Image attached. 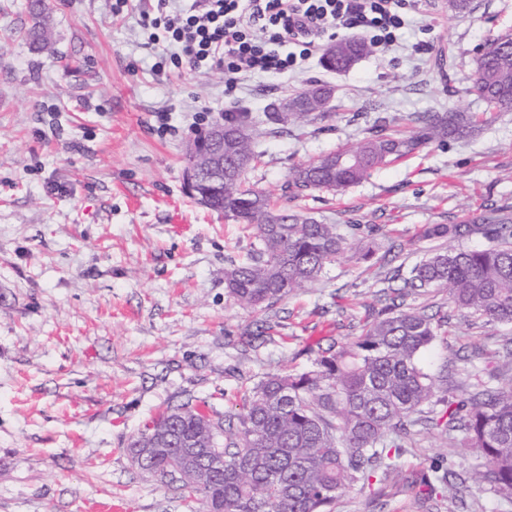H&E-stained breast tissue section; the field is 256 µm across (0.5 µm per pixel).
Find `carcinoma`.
<instances>
[{"label": "carcinoma", "mask_w": 512, "mask_h": 512, "mask_svg": "<svg viewBox=\"0 0 512 512\" xmlns=\"http://www.w3.org/2000/svg\"><path fill=\"white\" fill-rule=\"evenodd\" d=\"M32 25L26 37L38 52L46 40L47 0H30ZM339 71L351 53L361 59L372 45L361 40L335 42ZM471 92L485 104L482 112H414L410 129L388 124L366 129L354 147H340L289 173L287 188L296 199L312 191H338L368 178L382 165L419 151L427 143L463 138L486 122L488 112L512 110V33H502L481 48ZM272 124L316 123L325 112L265 113ZM191 197L251 229L254 241L245 260L224 272L228 294L240 305L265 309L317 281L326 267L357 245L372 255L375 228L325 224L305 214L275 209L261 191L235 182L202 179ZM481 234L477 249H439L407 274L387 280V290L408 295L448 294L473 322L512 323V215L490 208L461 224H429V240ZM448 317L392 303L366 324L363 333L317 355L301 373H267L241 396L235 413H217L223 447L213 456L224 465L209 474L187 471L174 481L177 453L162 450L146 462L150 473L178 483L183 494L201 502V512H331L355 486L383 482L401 473L402 448L415 437L438 430L448 440L478 449L484 470L472 474L496 495L512 497V387L494 390L488 380L512 373V352L492 369L470 364L458 372L465 402L448 396V387L422 364V355L440 336ZM176 411L180 435L193 437L199 419L192 403L169 406L154 422ZM458 474L424 472L411 485L419 493L448 500L458 509Z\"/></svg>", "instance_id": "carcinoma-1"}]
</instances>
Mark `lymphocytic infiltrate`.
<instances>
[{
  "instance_id": "lymphocytic-infiltrate-1",
  "label": "lymphocytic infiltrate",
  "mask_w": 512,
  "mask_h": 512,
  "mask_svg": "<svg viewBox=\"0 0 512 512\" xmlns=\"http://www.w3.org/2000/svg\"><path fill=\"white\" fill-rule=\"evenodd\" d=\"M415 0H154L140 12L150 44L166 42L178 68H219L225 93L261 74L284 75L293 64L285 45L310 57L324 38L340 30L394 43Z\"/></svg>"
}]
</instances>
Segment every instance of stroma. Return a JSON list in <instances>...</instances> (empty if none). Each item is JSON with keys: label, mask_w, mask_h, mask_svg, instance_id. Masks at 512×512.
Returning <instances> with one entry per match:
<instances>
[{"label": "stroma", "mask_w": 512, "mask_h": 512, "mask_svg": "<svg viewBox=\"0 0 512 512\" xmlns=\"http://www.w3.org/2000/svg\"><path fill=\"white\" fill-rule=\"evenodd\" d=\"M25 3L0 0V512H94L106 496L121 512H199L131 464V435L186 400L237 411L254 377L306 370L318 348L359 336L386 304L387 278L437 245L422 239L426 225L512 211V111L345 191L286 194L291 168L356 145L375 121L482 111L468 92L475 59L512 31V0H473L465 18L446 0H419L390 49L349 71L326 70L316 53L231 97L220 69L155 72L162 46H147L138 10L113 17L112 0H48L51 44L34 52ZM314 81L336 89L327 120L277 134L257 126L244 181L326 223L377 227L375 253L345 252L319 281L256 313L224 285L251 232L187 194L188 149L233 101L255 116ZM203 107L207 119L193 121ZM409 303L448 317L423 358L432 373L512 348V324L472 325L447 294ZM266 320L275 330L262 343ZM435 462L469 480L470 512H512L471 481L483 456L436 431L408 449L401 476L345 492L333 512H436L408 486Z\"/></svg>", "instance_id": "obj_1"}]
</instances>
